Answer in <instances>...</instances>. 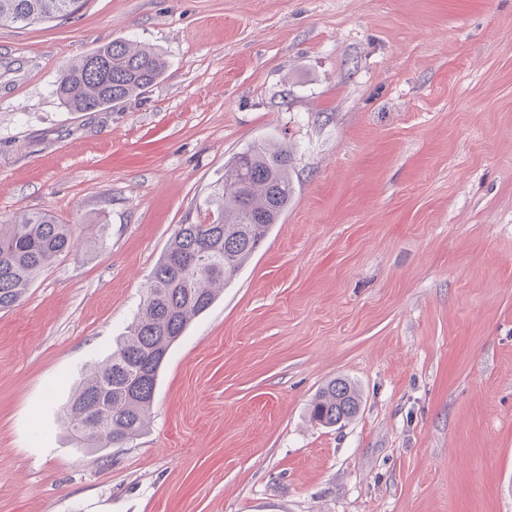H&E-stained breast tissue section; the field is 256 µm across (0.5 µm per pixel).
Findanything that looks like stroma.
<instances>
[{"label":"stroma","instance_id":"stroma-1","mask_svg":"<svg viewBox=\"0 0 512 512\" xmlns=\"http://www.w3.org/2000/svg\"><path fill=\"white\" fill-rule=\"evenodd\" d=\"M157 48L142 97L70 112L73 59ZM258 140L293 150L262 247L186 329L146 432L59 409L179 225ZM74 251L0 311V512H512V0H87L0 29V222ZM362 393L309 418L328 380ZM361 394L346 378H333L319 390L310 403V418L323 427H333L351 420L360 411Z\"/></svg>","mask_w":512,"mask_h":512}]
</instances>
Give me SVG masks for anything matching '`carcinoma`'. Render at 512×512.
Wrapping results in <instances>:
<instances>
[{
  "instance_id": "carcinoma-1",
  "label": "carcinoma",
  "mask_w": 512,
  "mask_h": 512,
  "mask_svg": "<svg viewBox=\"0 0 512 512\" xmlns=\"http://www.w3.org/2000/svg\"><path fill=\"white\" fill-rule=\"evenodd\" d=\"M85 0H0V28L68 19ZM166 70L155 49L115 39L63 68L55 94L70 112H97L146 93ZM292 152L258 141L234 157L213 185L210 224H182L152 271L136 320L112 354L87 366L61 408L74 447L103 450L140 436L148 425L161 366L190 323L213 304L280 223L293 194ZM75 247L70 226L25 211L0 224V310L17 306L40 273ZM362 405L357 386L333 378L310 403V418L333 427Z\"/></svg>"
}]
</instances>
